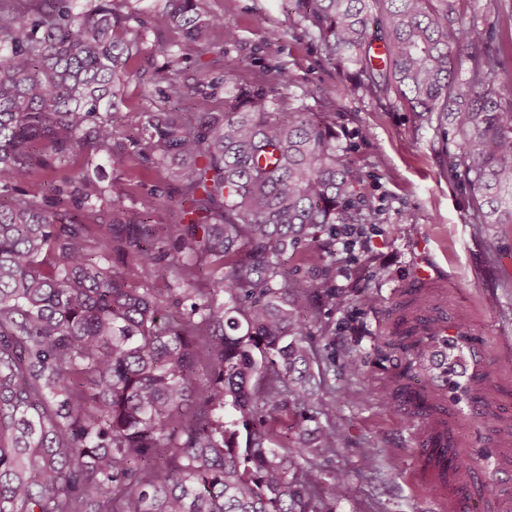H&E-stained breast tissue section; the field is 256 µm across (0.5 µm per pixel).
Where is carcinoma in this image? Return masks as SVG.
<instances>
[{"label":"carcinoma","instance_id":"carcinoma-1","mask_svg":"<svg viewBox=\"0 0 512 512\" xmlns=\"http://www.w3.org/2000/svg\"><path fill=\"white\" fill-rule=\"evenodd\" d=\"M118 0H0V512H336L346 478L336 391L310 387L313 319L347 299L288 269L328 224H357L358 177L336 131L289 92L283 69L233 83L221 112L179 105L221 83L168 84L170 110L145 113L131 154L176 160L179 204L124 207L89 176L125 131L116 103L139 35ZM328 60L358 88L448 127L453 176L472 224H512V58L496 43L512 7L466 0H289ZM155 28L204 44L238 38L199 0H169ZM385 59L373 63L375 44ZM78 156L85 164L75 165ZM66 169L55 202L22 190ZM174 212L163 224L155 217ZM174 285L175 307L145 287ZM398 305L392 334L422 353L421 320ZM207 379L197 381L200 367ZM401 384L426 415L436 405ZM291 417L292 436L274 423ZM435 494L460 469L430 452Z\"/></svg>","mask_w":512,"mask_h":512}]
</instances>
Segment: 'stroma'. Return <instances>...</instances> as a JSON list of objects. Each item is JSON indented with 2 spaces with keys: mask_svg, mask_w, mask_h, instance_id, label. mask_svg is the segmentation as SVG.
I'll return each mask as SVG.
<instances>
[{
  "mask_svg": "<svg viewBox=\"0 0 512 512\" xmlns=\"http://www.w3.org/2000/svg\"><path fill=\"white\" fill-rule=\"evenodd\" d=\"M166 0H129L135 17L131 29L141 34L130 66L138 73L124 93L116 121L134 128L146 110L169 108L166 85L155 74L174 67L190 83L215 78L250 82L266 70L282 67L294 80L291 91L305 97L314 112L335 123L336 142L360 175L362 222L351 239L323 231L320 239L333 262L309 253L290 261L297 276L328 281L348 304L324 308L312 338L309 365L315 391L336 388V417L345 426L343 449L333 467L347 483L336 512H437L425 490L422 458L414 431L420 424L410 406L382 407L377 397L391 389L406 362L392 347L396 304L416 289L415 267L427 259L446 274L443 287L424 289L426 299L445 298L448 323L467 322L468 343H449V356L471 354L475 369L461 380L456 400L462 415L452 430L456 453L467 462L493 464L501 450L499 430L512 428V373L489 363L512 355V224H472L471 198L448 170V155L427 115L377 102L353 87L352 72L333 65L286 12L284 0H202L203 8L232 22L238 38L225 45L215 33L209 49L186 47L178 31L156 29L148 17ZM284 29L267 44L256 16ZM91 178L112 191L128 208L142 207L157 193H173L165 164L134 158L115 165L100 155ZM372 304H362V297ZM360 359L362 373L349 376L346 353ZM480 400L481 412L468 404ZM373 449L366 461L364 449Z\"/></svg>",
  "mask_w": 512,
  "mask_h": 512,
  "instance_id": "35a3bbf8",
  "label": "stroma"
}]
</instances>
